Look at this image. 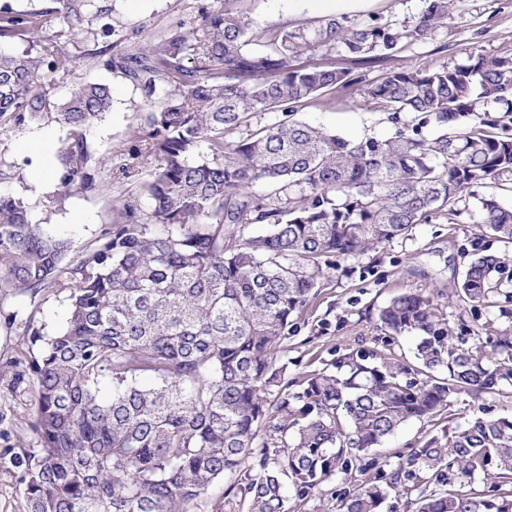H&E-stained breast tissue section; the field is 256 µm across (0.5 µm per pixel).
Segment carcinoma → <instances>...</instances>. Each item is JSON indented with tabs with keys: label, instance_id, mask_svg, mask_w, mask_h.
Masks as SVG:
<instances>
[{
	"label": "carcinoma",
	"instance_id": "1",
	"mask_svg": "<svg viewBox=\"0 0 512 512\" xmlns=\"http://www.w3.org/2000/svg\"><path fill=\"white\" fill-rule=\"evenodd\" d=\"M75 35L108 39L110 0H54ZM241 0H211L200 24L176 28L132 54L101 60L137 83L145 156L156 164L113 210L99 244L68 261V239L32 219L23 197L0 192V289L67 291L64 325L41 343L33 429L40 447L19 461L29 512H290L341 477L336 512H512V415L476 417L428 433L395 460L377 455L405 424L453 416L512 387V326L472 336L432 297L403 293L378 310L377 329L414 340V361L386 349L350 352L300 379L288 377L284 342L335 258H355L453 210L473 187L512 175V54L467 63L396 67L363 87L390 112L388 138L348 140L295 119L307 103L349 86L351 71L299 67L315 48L341 45L355 63L392 57L448 23L463 0H424L402 29L370 15L316 26L260 29ZM41 12L0 6V129L51 115L67 129L59 206L70 186L112 190V167L87 144L112 103L86 82L54 100L43 88L75 59L31 38ZM281 118L251 128L266 113ZM240 133L236 141L227 135ZM273 188L253 191L256 182ZM469 219L512 243V207L478 199ZM253 224L265 226L251 234ZM512 256L471 260L456 301L476 311L512 294L501 278ZM485 490L471 491L476 478Z\"/></svg>",
	"mask_w": 512,
	"mask_h": 512
}]
</instances>
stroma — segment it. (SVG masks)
I'll list each match as a JSON object with an SVG mask.
<instances>
[{
	"label": "stroma",
	"instance_id": "35a3bbf8",
	"mask_svg": "<svg viewBox=\"0 0 512 512\" xmlns=\"http://www.w3.org/2000/svg\"><path fill=\"white\" fill-rule=\"evenodd\" d=\"M203 0H113L112 19L116 33L109 41V55L119 57L139 46L152 43L180 22L193 21ZM423 0H357L348 15L355 20L374 14L383 21L403 25L423 8ZM243 9L260 27L292 28L317 22L303 0H242ZM38 43L75 58L73 69L57 80L58 87L99 82L112 88V106L88 134L91 150L111 157L113 168L129 161L132 148L140 146L138 115L146 107L139 88L120 71L89 66L88 53L98 45L90 40L63 34L56 18H49L37 38ZM512 51V0H464L459 13L423 41H403L393 59L367 64H350L343 51L318 49L299 59L301 65L333 64L350 67L355 81L336 91L328 105L310 103L297 112L299 120L324 127L350 140L385 138L393 126L382 105L367 103L362 97L366 84L380 80L390 69L407 66L424 68L445 63H466L476 53L496 55ZM45 136L53 142L54 155L25 151L21 143L29 137ZM66 131L54 119L38 125L13 127L0 133V160L14 165L15 177L9 189L34 204L37 221L51 232L67 238L72 254L95 246L112 210L120 204L128 188L124 179L114 182L112 192L84 193L71 187L62 204L43 207L46 196L58 187L56 173L61 168L57 155ZM491 193L512 205V183L476 189L462 195L454 211L436 215L429 223L413 227L410 236L398 238L375 252L357 259L339 261L336 271L325 279L320 295L305 310L296 335L290 336L283 357L292 377L321 367L323 361L349 349L377 350L382 343L376 328L379 308L394 295L422 292L433 297L447 314L451 325L475 326L493 321L495 327L512 326L498 308L488 307L471 315L453 302L452 295L469 261L478 254L505 251L504 243L486 235L470 221L478 197ZM67 311L65 293L46 292L38 297L10 289L0 293V512H29L22 474L17 459L37 447L31 428L37 384L31 363L38 355L25 334L27 322L45 324L47 330L61 326Z\"/></svg>",
	"mask_w": 512,
	"mask_h": 512
}]
</instances>
